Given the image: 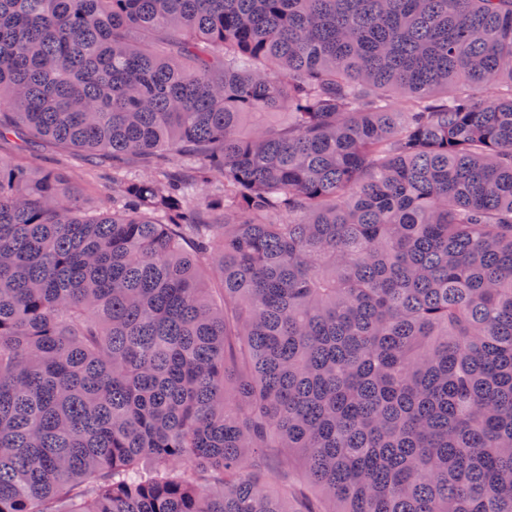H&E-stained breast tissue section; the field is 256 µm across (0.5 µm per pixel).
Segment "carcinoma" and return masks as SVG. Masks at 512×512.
<instances>
[{
	"instance_id": "obj_1",
	"label": "carcinoma",
	"mask_w": 512,
	"mask_h": 512,
	"mask_svg": "<svg viewBox=\"0 0 512 512\" xmlns=\"http://www.w3.org/2000/svg\"><path fill=\"white\" fill-rule=\"evenodd\" d=\"M2 106L114 176L0 160V512H512V0H0ZM267 482L276 487L289 484L293 487H303L304 479L302 473L294 461L288 462V457L275 450L270 458L267 471Z\"/></svg>"
}]
</instances>
